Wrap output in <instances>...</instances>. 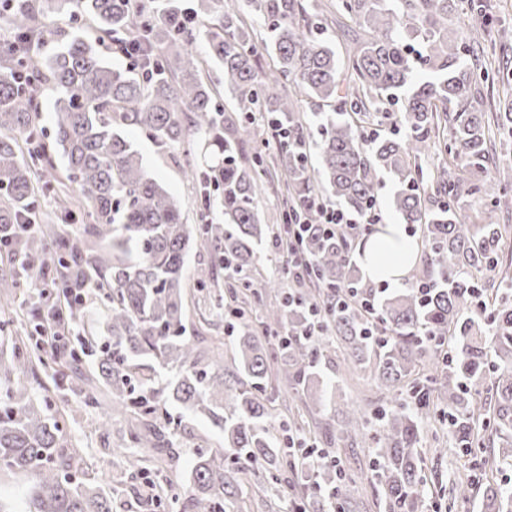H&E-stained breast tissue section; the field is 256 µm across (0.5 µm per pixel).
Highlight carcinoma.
Instances as JSON below:
<instances>
[{"label":"carcinoma","mask_w":512,"mask_h":512,"mask_svg":"<svg viewBox=\"0 0 512 512\" xmlns=\"http://www.w3.org/2000/svg\"><path fill=\"white\" fill-rule=\"evenodd\" d=\"M266 27L262 44L272 66L257 65L254 29L240 0H198L203 29L182 21L178 0H15L0 3L10 32L0 35V252L15 271L0 276V316L14 320L21 271L39 258L40 239L56 243L45 302L64 296L72 318H83L81 288L91 283L107 342L83 330L81 345L99 347L98 377L129 413L123 446L112 453L129 467L147 470L178 435L166 410L174 403L201 414L224 436V447L195 452L193 494L185 504L174 481L152 487L151 504L166 512H242L249 480L266 474L277 490L284 467L295 475L290 508L308 512L318 487L331 492L322 506L354 512L352 486L333 463L313 449L334 454L336 444L366 445L374 485L385 512L422 508L421 423L442 418L459 452L484 467L512 466V274L498 273L493 288L474 272L495 271L502 233L498 211L507 195L485 199L482 176L495 165L496 148L512 140V109L495 116L471 107L495 97L498 76L480 60L482 32L456 34L450 26L459 0H340V15L355 48L348 71L353 86L340 89L336 52L310 30L315 4L305 0H246ZM80 10L116 49L132 39L141 56L139 77L115 68L81 33L53 28L57 14ZM204 42L205 53L196 50ZM224 68V90L233 106L219 103L202 78L204 59ZM55 93L54 136L39 124V89ZM305 97L321 107L312 124L298 106ZM401 123L387 136H365L364 124L387 112ZM280 135L278 168L287 195L285 216L311 225L301 254L306 281L318 288L309 299L284 296L266 303L254 323L237 307L239 296L261 300L278 284L254 275L262 259L275 258L283 235L262 223L259 199L267 192L258 122ZM129 129L161 149L181 148L194 182L220 191L222 224H190L174 195L142 160ZM27 152H22L19 141ZM444 145L461 171L442 162L427 167L431 149ZM80 192L89 223L61 233L55 224L25 228L36 198L55 195V157ZM383 169L397 184L390 209L403 224L420 228L428 249L423 269L411 268L406 287L376 299L362 289L352 260L354 239L326 236L318 206L331 201L360 214L378 203L374 173ZM481 208L484 223L460 222L463 200ZM214 255L196 270L204 289L224 279L219 301L239 320L229 350L206 360L183 336L185 268L190 249ZM429 284L421 294L420 283ZM353 287L358 298H343ZM321 320L310 336L311 313ZM288 324V335L271 330ZM7 338L9 362H0V470L32 476L16 503L0 498V512H112V497L93 485L91 465L80 450H66L60 413L47 418L33 405L19 373L34 364L62 373L80 361L75 349L47 351L45 328ZM347 360L370 363L377 387L392 398L409 391L413 406L385 409L375 433L366 414L347 405L331 409L338 428H310L293 419H270L275 382L282 377L309 405L311 368L333 341ZM493 376L489 404L474 402L472 389ZM483 488L484 512H512V481L452 483L455 500Z\"/></svg>","instance_id":"carcinoma-1"}]
</instances>
